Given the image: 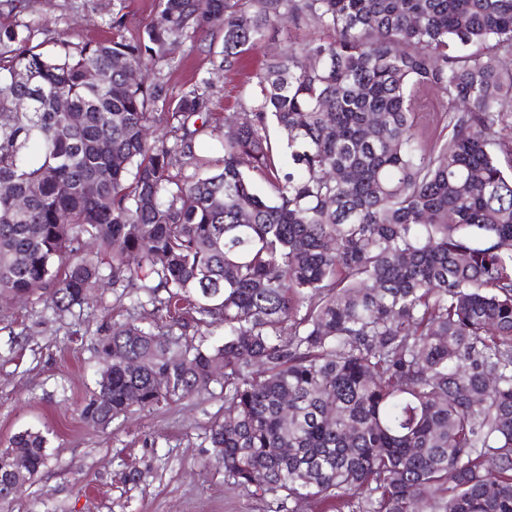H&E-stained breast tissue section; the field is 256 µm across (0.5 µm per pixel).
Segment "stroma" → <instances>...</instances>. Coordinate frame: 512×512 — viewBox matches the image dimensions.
Returning <instances> with one entry per match:
<instances>
[{"label":"stroma","instance_id":"1","mask_svg":"<svg viewBox=\"0 0 512 512\" xmlns=\"http://www.w3.org/2000/svg\"><path fill=\"white\" fill-rule=\"evenodd\" d=\"M35 9L43 39L72 29L87 40L112 36V0H37ZM222 44L217 33L191 54L172 47L173 64L162 76L176 93L211 73L210 107L230 124L265 52L251 50L237 70L215 72L211 60ZM152 311V304L133 306L109 289L77 315L44 300H0V449L35 430L49 454L12 512H279L274 497L231 488L223 467L209 462L208 429L224 416L222 391L136 409L106 426L83 420L105 367L96 331Z\"/></svg>","mask_w":512,"mask_h":512}]
</instances>
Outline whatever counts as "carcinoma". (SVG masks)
Here are the masks:
<instances>
[{"label": "carcinoma", "mask_w": 512, "mask_h": 512, "mask_svg": "<svg viewBox=\"0 0 512 512\" xmlns=\"http://www.w3.org/2000/svg\"><path fill=\"white\" fill-rule=\"evenodd\" d=\"M33 8L0 0V298L110 285L163 319L96 338L83 418L220 385L211 462L288 512H512V0H158L131 38L114 10L111 39L50 49ZM285 18L322 37L266 56L199 176L220 113L206 77L169 92V47L221 32L230 71ZM421 87L452 129L428 150ZM47 461L39 431L0 450L1 510Z\"/></svg>", "instance_id": "1"}]
</instances>
